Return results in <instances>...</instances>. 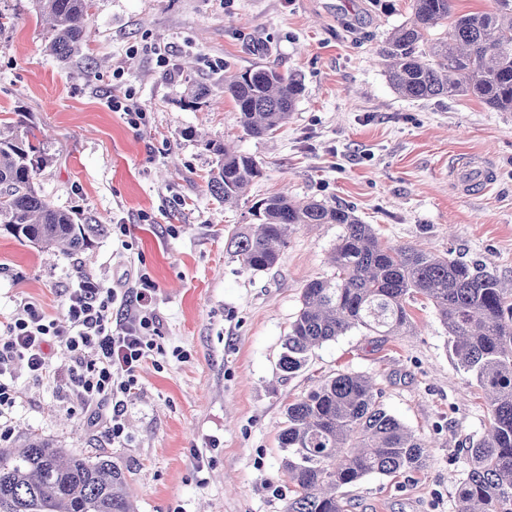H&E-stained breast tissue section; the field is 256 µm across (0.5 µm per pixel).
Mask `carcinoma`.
Returning a JSON list of instances; mask_svg holds the SVG:
<instances>
[{
	"mask_svg": "<svg viewBox=\"0 0 512 512\" xmlns=\"http://www.w3.org/2000/svg\"><path fill=\"white\" fill-rule=\"evenodd\" d=\"M50 24L48 50L61 61L86 40L93 0H35ZM493 11L457 14L452 0H412L413 17L385 42L392 87L425 99L471 95L512 112V0ZM443 39L424 43L430 29ZM247 133L265 135L285 121L302 92L300 81L275 68L247 70L224 80ZM24 115L0 127V228L21 243L72 254L107 233L104 224H78L39 188L49 163L33 144ZM217 172L211 192L233 204L263 171L251 156L213 145ZM263 219L234 236V253L249 269L274 266L298 224H339L329 256L330 279L309 281L283 341L279 368L306 366L322 344L353 328L395 336L412 328L408 303L429 300L448 332L458 369L470 374L489 410L485 435L466 449L469 469L456 489L458 512H512V292L478 265L415 246L379 241L372 225L346 208H328L286 194L261 203ZM278 436L292 495L284 512H347L346 489L365 477L423 470L430 445L381 402L360 373L341 372L288 405ZM125 471L112 460L69 454L33 436L20 448H0V512H135Z\"/></svg>",
	"mask_w": 512,
	"mask_h": 512,
	"instance_id": "obj_1",
	"label": "carcinoma"
}]
</instances>
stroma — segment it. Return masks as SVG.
I'll use <instances>...</instances> for the list:
<instances>
[{
  "label": "stroma",
  "mask_w": 512,
  "mask_h": 512,
  "mask_svg": "<svg viewBox=\"0 0 512 512\" xmlns=\"http://www.w3.org/2000/svg\"><path fill=\"white\" fill-rule=\"evenodd\" d=\"M411 0H94L80 52L61 62L35 0H0V121L24 113L50 162L40 188L57 207L108 228L75 254L43 252L0 232V322L34 301L63 320L68 288L93 278L133 295L157 284L154 355L124 399L121 441L110 406L78 405L60 382L16 365V403L0 448L36 434L68 452L107 455L128 473L136 512H284L277 435L289 403L339 372L372 376L385 409L430 441L424 470L371 475L348 488V512H457L456 487L488 406L456 371L431 304L409 306L398 336L353 329L316 348L293 375L278 368L306 283L333 273L342 228L302 224L273 267L246 268L229 246L263 198L288 193L353 209L384 243L428 245L483 264L512 288V112L470 96L411 100L391 86L380 50ZM275 67L303 86L274 133L239 123L226 77ZM132 93L138 119L112 108ZM254 157L263 176L224 205L209 189L213 144ZM475 157L489 189L452 170ZM128 225L120 234L119 225ZM186 351L179 359L175 350Z\"/></svg>",
  "instance_id": "35a3bbf8"
}]
</instances>
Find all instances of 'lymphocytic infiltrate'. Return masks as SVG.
<instances>
[{
    "mask_svg": "<svg viewBox=\"0 0 512 512\" xmlns=\"http://www.w3.org/2000/svg\"><path fill=\"white\" fill-rule=\"evenodd\" d=\"M139 282L136 307L117 332L111 324L118 293L90 278L70 289L65 321L48 318L38 303L20 305L0 328V413L15 404L16 392L7 382L14 364H25L36 380L56 376L58 369L46 352L47 345L54 342L69 364L65 383L69 395L89 408L111 403L110 431L113 439L122 438L123 404L118 397L136 388L141 365L156 350L147 335L155 328L157 287L145 272L140 274Z\"/></svg>",
    "mask_w": 512,
    "mask_h": 512,
    "instance_id": "f902f5d3",
    "label": "lymphocytic infiltrate"
}]
</instances>
